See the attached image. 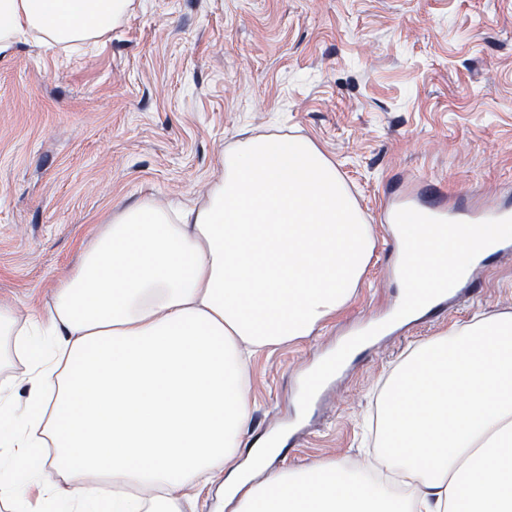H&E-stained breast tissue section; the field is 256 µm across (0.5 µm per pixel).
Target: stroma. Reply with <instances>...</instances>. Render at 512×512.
<instances>
[{
	"label": "stroma",
	"mask_w": 512,
	"mask_h": 512,
	"mask_svg": "<svg viewBox=\"0 0 512 512\" xmlns=\"http://www.w3.org/2000/svg\"><path fill=\"white\" fill-rule=\"evenodd\" d=\"M274 132L335 164L375 246L336 315L252 357L241 462L297 415L294 376L312 356L398 299L379 220L389 195L512 203V0H133L91 50L24 38L0 53V304L23 317L47 308L119 210L204 204L222 154ZM499 311L512 312V253L475 275L465 302L362 351L275 467H365L396 366Z\"/></svg>",
	"instance_id": "stroma-1"
}]
</instances>
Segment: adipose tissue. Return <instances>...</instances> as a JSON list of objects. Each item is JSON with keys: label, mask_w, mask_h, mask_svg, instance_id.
Returning <instances> with one entry per match:
<instances>
[{"label": "adipose tissue", "mask_w": 512, "mask_h": 512, "mask_svg": "<svg viewBox=\"0 0 512 512\" xmlns=\"http://www.w3.org/2000/svg\"><path fill=\"white\" fill-rule=\"evenodd\" d=\"M130 0H0V52L95 39ZM494 246L486 227L419 228L417 287L459 259L447 237ZM371 226L305 138L238 142L200 207L119 211L55 287L45 312L0 305V512H189L224 477L235 512H512V313L415 348L389 377L377 424L400 492L346 461L282 470V441L234 466L258 350L309 335L357 287Z\"/></svg>", "instance_id": "ef3b65f1"}]
</instances>
